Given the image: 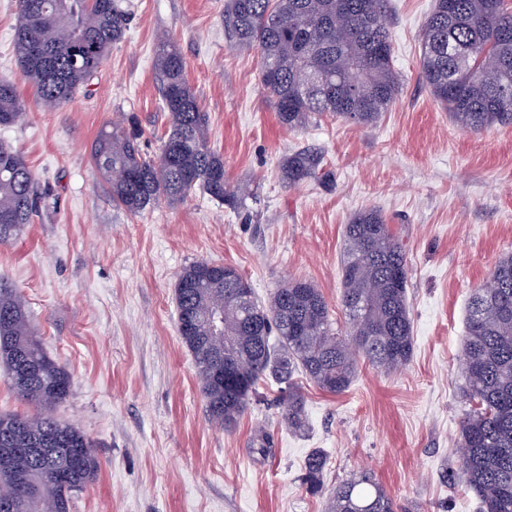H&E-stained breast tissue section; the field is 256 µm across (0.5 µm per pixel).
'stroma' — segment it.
Wrapping results in <instances>:
<instances>
[{"mask_svg":"<svg viewBox=\"0 0 512 512\" xmlns=\"http://www.w3.org/2000/svg\"><path fill=\"white\" fill-rule=\"evenodd\" d=\"M124 3L131 15L121 42L72 100L46 109L16 63V0H0V78L15 81L26 111L0 126V140L24 156L42 196L33 223L0 245V279L25 296L33 330L71 375L57 416L96 444L97 478L73 512H325L328 491L362 470L402 512H478L448 473L466 410L469 296L512 255V126L464 133L422 81L420 35L434 0L388 2L402 86L376 125L321 116L299 131L279 125L257 52L235 48L227 0ZM163 36L186 60L209 115L210 148L247 189L239 210L199 189L133 215L113 205L91 161L98 131L131 115L143 153L159 155L166 117L153 59ZM300 149L319 156L320 174L290 186L281 163ZM369 208L406 248L410 362L389 374L360 364L338 396L301 380V432L282 421L273 383L233 430L211 424L176 327L183 268L202 259L235 266L261 300L289 280H309L342 329L343 230ZM316 450L327 464L313 494L303 476Z\"/></svg>","mask_w":512,"mask_h":512,"instance_id":"1","label":"stroma"}]
</instances>
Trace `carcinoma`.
Wrapping results in <instances>:
<instances>
[{"label": "carcinoma", "instance_id": "obj_1", "mask_svg": "<svg viewBox=\"0 0 512 512\" xmlns=\"http://www.w3.org/2000/svg\"><path fill=\"white\" fill-rule=\"evenodd\" d=\"M387 0H229L226 23L235 46L254 50L261 84L279 122L290 131L316 116L368 127L394 102L401 75L394 66ZM15 49L20 74L52 108L71 99L96 73L125 34L129 14L121 0H17ZM420 73L456 126L478 134L512 126V4L509 0H435L420 39ZM154 74L168 119L160 154L141 152L134 121L103 127L91 159L107 181L112 203L139 214L157 202L184 201L196 189L234 209L243 191L232 185L224 159L208 146V115L186 75L181 50L160 39ZM23 116L15 84L0 78V126ZM319 159L293 152L281 164L289 185L314 176ZM35 177L24 157L0 142V245L14 240L38 213ZM342 305L348 324L340 334L313 283L292 280L259 300L231 265L195 261L175 286L178 329L197 373L209 420L233 429L260 382L284 386L281 415L288 428L306 427L297 370L321 390L346 392L360 361L395 371L413 353L407 300L409 268L402 244L376 209L358 212L344 227ZM489 283L473 291L461 348L469 406L461 423L460 454L451 477L479 499L480 512H512V255L498 261ZM234 365L218 383V359ZM0 362L11 389L33 413H0L1 506L20 512H72L75 494L98 471L94 443L53 410L67 400L71 376L32 331L26 304L0 281ZM326 457L305 464L310 491L322 489ZM326 512H396L392 497L368 472L340 483Z\"/></svg>", "mask_w": 512, "mask_h": 512}]
</instances>
